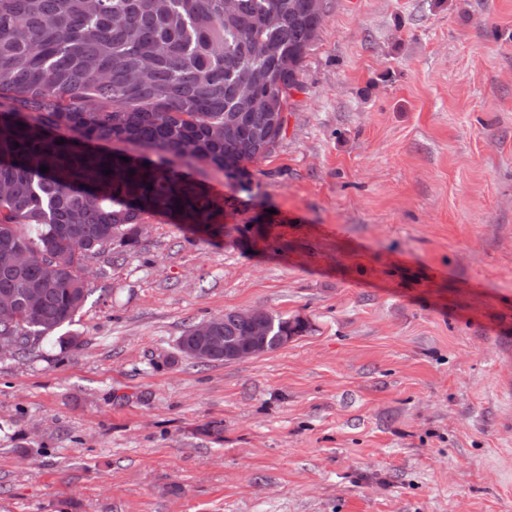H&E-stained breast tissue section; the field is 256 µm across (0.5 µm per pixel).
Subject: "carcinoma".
<instances>
[{"label":"carcinoma","mask_w":512,"mask_h":512,"mask_svg":"<svg viewBox=\"0 0 512 512\" xmlns=\"http://www.w3.org/2000/svg\"><path fill=\"white\" fill-rule=\"evenodd\" d=\"M317 24L312 0H0V293L20 310L0 336L16 337L15 354L52 337L79 346L81 273L107 251H136L126 231L144 215L224 229L238 197L212 198L180 167L207 165L251 191L248 165L267 152L243 146L285 123ZM243 81L278 110L240 111ZM60 129L73 133L62 145ZM112 142L143 154L125 162L104 149ZM18 250L30 254L21 270L7 265ZM261 318L280 348L291 318ZM209 322L214 336L247 334L230 314Z\"/></svg>","instance_id":"obj_1"}]
</instances>
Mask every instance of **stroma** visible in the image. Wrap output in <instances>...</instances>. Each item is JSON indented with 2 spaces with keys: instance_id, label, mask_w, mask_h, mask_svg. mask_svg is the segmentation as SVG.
I'll list each match as a JSON object with an SVG mask.
<instances>
[{
  "instance_id": "1",
  "label": "stroma",
  "mask_w": 512,
  "mask_h": 512,
  "mask_svg": "<svg viewBox=\"0 0 512 512\" xmlns=\"http://www.w3.org/2000/svg\"><path fill=\"white\" fill-rule=\"evenodd\" d=\"M224 234L149 215L0 357V512H512V0H325ZM303 335L196 364L190 324ZM229 312H224V315L228 313L226 316L220 314L217 317H212L204 322L202 321V323L199 322L200 324L197 323L199 325L194 324L190 326L178 339V353L182 355V357L194 360L200 364L211 361L230 362L251 359L268 353L266 343L269 332V350L274 351L280 348L279 337L282 336L286 328H289L291 325V317L285 315H273L266 311L260 312L261 318L268 325L267 326L264 322L256 319L257 309L231 311L232 315L237 320L246 323L248 328V336H246L247 330L245 326L234 320ZM219 316H224V318H219ZM207 321L211 322V325ZM211 326L212 333L208 336ZM193 327L195 337L193 341L189 342V331ZM219 336L239 337L234 340H224V349L213 353L207 358L194 357L206 356L213 351ZM294 337L295 336H282L281 343L284 345ZM184 342L189 343L184 344ZM184 350L193 356L187 354Z\"/></svg>"
}]
</instances>
